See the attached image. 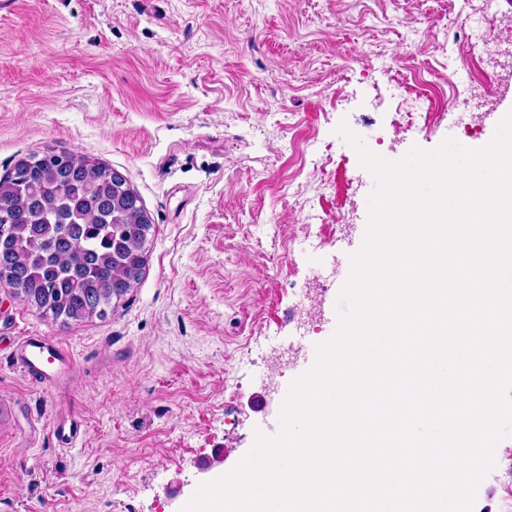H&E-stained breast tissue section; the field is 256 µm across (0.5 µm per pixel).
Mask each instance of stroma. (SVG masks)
I'll use <instances>...</instances> for the list:
<instances>
[{
	"mask_svg": "<svg viewBox=\"0 0 512 512\" xmlns=\"http://www.w3.org/2000/svg\"><path fill=\"white\" fill-rule=\"evenodd\" d=\"M472 18L463 0H0V175L86 155L152 221L144 274L105 317L46 315L0 284V512H183L238 467L337 331L370 220L350 136L398 162L480 147L512 110V88L450 106L444 74L494 82L459 40ZM312 210L331 217L317 234ZM28 335L70 350L67 389L16 365ZM480 484L470 512H512V435Z\"/></svg>",
	"mask_w": 512,
	"mask_h": 512,
	"instance_id": "35a3bbf8",
	"label": "stroma"
}]
</instances>
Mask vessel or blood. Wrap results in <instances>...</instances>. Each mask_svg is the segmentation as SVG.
Wrapping results in <instances>:
<instances>
[{
  "mask_svg": "<svg viewBox=\"0 0 512 512\" xmlns=\"http://www.w3.org/2000/svg\"><path fill=\"white\" fill-rule=\"evenodd\" d=\"M15 358L30 379L39 385L57 384L74 367L70 351L47 336L24 337Z\"/></svg>",
  "mask_w": 512,
  "mask_h": 512,
  "instance_id": "vessel-or-blood-1",
  "label": "vessel or blood"
}]
</instances>
